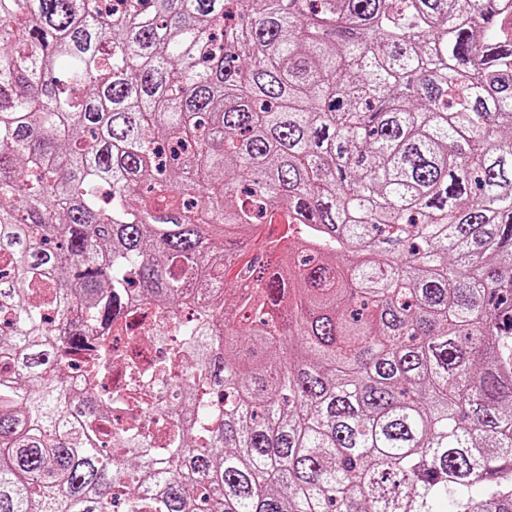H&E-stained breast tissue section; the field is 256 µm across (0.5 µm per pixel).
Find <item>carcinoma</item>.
I'll list each match as a JSON object with an SVG mask.
<instances>
[{
    "mask_svg": "<svg viewBox=\"0 0 512 512\" xmlns=\"http://www.w3.org/2000/svg\"><path fill=\"white\" fill-rule=\"evenodd\" d=\"M511 14L0 0V512H512ZM150 338L144 334V330L139 326L132 327L124 333L123 336H112V349L114 353L119 350H130L141 352L140 368L141 373L135 376V384L140 395L152 405L163 404L164 411L179 409V389L167 374L158 370V363L165 359L169 350L175 346L178 341L177 336H168L166 343L160 346L152 347L145 342ZM151 339V338H150ZM143 343L147 344V352L143 348ZM117 347V348H115ZM165 413L164 418L173 422L170 413ZM169 415V416H168ZM109 384L112 388L113 397L126 399L133 385H131L128 378L127 364L124 357L117 358L114 354L111 358Z\"/></svg>",
    "mask_w": 512,
    "mask_h": 512,
    "instance_id": "1",
    "label": "carcinoma"
}]
</instances>
